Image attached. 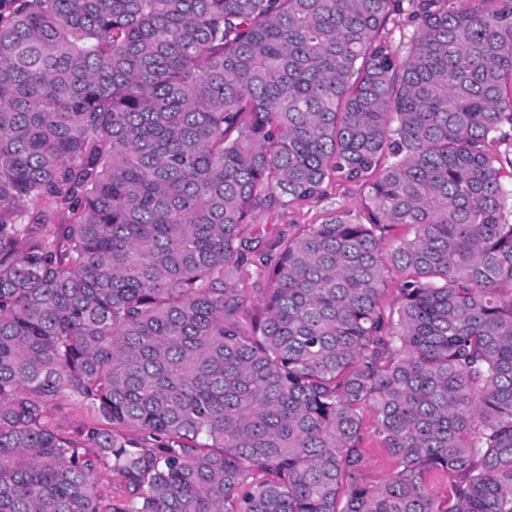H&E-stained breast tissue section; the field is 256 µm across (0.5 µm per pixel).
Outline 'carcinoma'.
<instances>
[{
    "mask_svg": "<svg viewBox=\"0 0 512 512\" xmlns=\"http://www.w3.org/2000/svg\"><path fill=\"white\" fill-rule=\"evenodd\" d=\"M511 139L512 0H0V512H512ZM413 28L408 25L406 16L392 15L385 29L382 31V36L391 46L392 50L404 54L407 47L409 36L412 34ZM363 195L364 190L361 186L333 180L325 188L324 195L321 198L291 205L288 208V214L282 220L264 219L260 233L282 231L292 235L306 224H321L337 209L355 212L360 207ZM59 408L54 410L57 422L66 433L73 434L83 426L95 421L92 408L78 397H66L59 401ZM365 453L368 458L367 478L370 482H384L390 478L394 472V461L382 448L374 437H371L365 443Z\"/></svg>",
    "mask_w": 512,
    "mask_h": 512,
    "instance_id": "cac0c4a2",
    "label": "carcinoma"
}]
</instances>
